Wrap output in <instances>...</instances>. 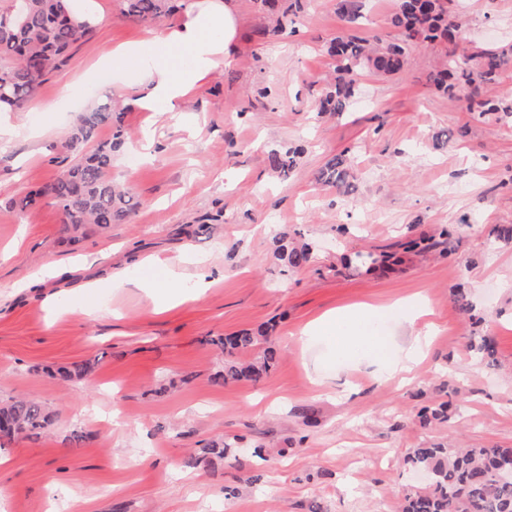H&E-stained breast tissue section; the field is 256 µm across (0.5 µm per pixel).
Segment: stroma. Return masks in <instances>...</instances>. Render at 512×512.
<instances>
[{
    "mask_svg": "<svg viewBox=\"0 0 512 512\" xmlns=\"http://www.w3.org/2000/svg\"><path fill=\"white\" fill-rule=\"evenodd\" d=\"M94 3L101 20L68 65L27 111L0 112L13 131L0 139V401L30 396L55 416L41 437L0 439V512H400L427 483L404 461L411 449L512 448V242L497 233L512 225V124L435 92L431 49L397 76L359 75L349 112L318 114V81L334 69L327 44L345 28L336 0H306L274 40L255 0H237L231 59L184 103L183 122L125 113L112 177L136 210L73 242L54 205L16 202L62 170L64 132L88 99L137 95L78 75L153 30L115 0ZM453 8L469 40L512 41V0ZM298 145L304 155L281 177L269 150ZM339 154L356 171L347 195L315 180ZM279 236L311 245L310 261L284 268ZM415 237L433 249L404 251ZM202 270L212 285L200 291ZM153 283L171 304L157 305ZM404 300L423 301L433 325L410 381L374 368L409 340L398 318H382L372 359L299 339L327 313ZM261 327L278 352L269 375L213 383L224 356L210 338ZM484 336L490 366L471 350ZM89 360L83 380L50 375ZM443 401L447 422L422 425V410ZM75 429L92 441L70 445ZM214 441L224 456L183 466Z\"/></svg>",
    "mask_w": 512,
    "mask_h": 512,
    "instance_id": "obj_1",
    "label": "stroma"
}]
</instances>
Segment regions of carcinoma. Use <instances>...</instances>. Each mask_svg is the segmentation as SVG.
Wrapping results in <instances>:
<instances>
[{
    "label": "carcinoma",
    "instance_id": "obj_1",
    "mask_svg": "<svg viewBox=\"0 0 512 512\" xmlns=\"http://www.w3.org/2000/svg\"><path fill=\"white\" fill-rule=\"evenodd\" d=\"M123 17L133 23H161L186 9L188 0H117ZM452 0H395L389 24L393 36L375 41L354 30L360 18V0H337L336 13L348 24L346 32L330 44L335 61L334 77L325 80L317 102L320 113L349 110L359 86L355 76L360 70L395 76L408 66L411 52L418 48L442 46L449 49L446 61L429 75V82L444 95L465 94L466 111L479 116L493 115L512 123V98L488 96L484 88L499 81L501 72L512 63V44L484 47L469 46L465 40V22L451 10ZM71 0H26L18 21L15 0L0 7V110H25L46 77L62 70L68 52L85 39L90 26L72 16ZM269 14L276 16L269 34L285 29L284 19L293 8V0L279 10L278 0H258ZM109 136L101 137V129ZM128 132L124 110L117 109L110 96L96 101L81 112L69 130L66 148L71 160L54 180L27 192L16 201L20 210L50 202L61 210L64 230L70 239L87 224L106 228L125 220L133 211L134 195L116 185L112 166ZM303 153L301 148L285 152L273 149L270 161L284 177L290 175ZM354 169L344 155L326 162L317 175L323 185L347 193L352 187ZM277 256L289 268L309 262L310 248L290 247L278 239ZM212 343L224 353V368L213 380L262 381L276 361L268 330L241 331L220 337ZM88 363L61 366L56 374L63 381L85 376ZM424 424L448 420V403L443 402L422 414ZM54 414L40 401L18 397L0 404V435L29 438L49 429ZM224 454L214 444L188 458L187 464L205 465L209 456ZM405 461L429 478L427 487L405 495L402 512H512V448L481 446L449 448L431 445L414 448Z\"/></svg>",
    "mask_w": 512,
    "mask_h": 512
}]
</instances>
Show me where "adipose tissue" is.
<instances>
[{
	"label": "adipose tissue",
	"mask_w": 512,
	"mask_h": 512,
	"mask_svg": "<svg viewBox=\"0 0 512 512\" xmlns=\"http://www.w3.org/2000/svg\"><path fill=\"white\" fill-rule=\"evenodd\" d=\"M236 29L230 0H201L176 25L116 47L86 80L118 88L144 86V93L133 101L137 109L152 111L161 104L166 111L180 112L182 104L226 58ZM370 316L367 310L330 313L306 326L302 334L307 339L328 338L341 356L357 343V333Z\"/></svg>",
	"instance_id": "1"
}]
</instances>
